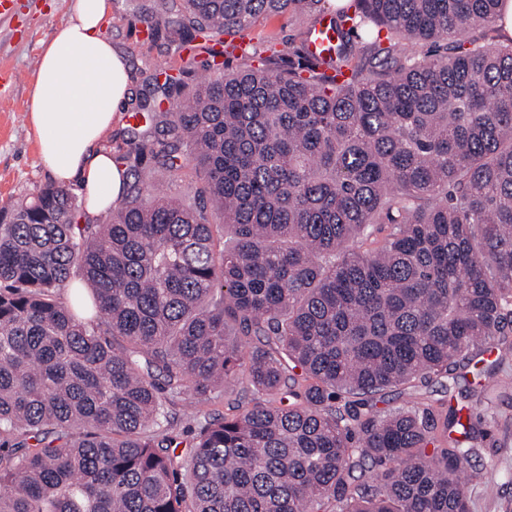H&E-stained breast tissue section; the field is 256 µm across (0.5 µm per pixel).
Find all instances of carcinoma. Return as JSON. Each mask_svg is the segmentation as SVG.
Here are the masks:
<instances>
[{
	"label": "carcinoma",
	"mask_w": 512,
	"mask_h": 512,
	"mask_svg": "<svg viewBox=\"0 0 512 512\" xmlns=\"http://www.w3.org/2000/svg\"><path fill=\"white\" fill-rule=\"evenodd\" d=\"M314 2L150 20L208 60L159 86L171 137L128 143L123 202L78 224L49 185L0 222V512H471V416L370 401L479 364L487 395L512 354V45L469 36L500 0H351L336 57L213 75L224 35ZM147 152L203 173L193 200L141 201ZM228 385L177 453V403Z\"/></svg>",
	"instance_id": "carcinoma-1"
}]
</instances>
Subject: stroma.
Segmentation results:
<instances>
[{"label":"stroma","mask_w":512,"mask_h":512,"mask_svg":"<svg viewBox=\"0 0 512 512\" xmlns=\"http://www.w3.org/2000/svg\"><path fill=\"white\" fill-rule=\"evenodd\" d=\"M70 0H5L0 5V215L32 199L50 185L52 177L43 164L36 136L28 120L30 87L44 43L54 29L68 22ZM155 0H112V16L106 26L113 44L128 59L131 95L118 113L111 134L102 147L114 161H121L132 131L150 123V112L141 105L153 97L161 109H168L162 93L153 89L152 76L169 68L181 73L186 86H193L200 71V59L186 56L184 49L169 40L149 38L146 19ZM325 5L312 10L259 18L241 35L254 64L277 63L281 68L301 65L295 49L304 43ZM501 382L489 399L472 403L485 431L483 454L477 469L483 480L496 487L485 497L481 482L472 483L469 492L472 512H512V359L496 372ZM239 394L227 390L205 404L178 403L176 429L182 439L180 452H187L194 422L207 415L227 414Z\"/></svg>","instance_id":"35a3bbf8"}]
</instances>
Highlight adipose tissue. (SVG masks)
<instances>
[{"label": "adipose tissue", "instance_id": "obj_1", "mask_svg": "<svg viewBox=\"0 0 512 512\" xmlns=\"http://www.w3.org/2000/svg\"><path fill=\"white\" fill-rule=\"evenodd\" d=\"M112 0H71L69 21L44 44L29 121L58 185L77 187L95 213L121 200L127 173L100 151L130 95L125 54L104 31Z\"/></svg>", "mask_w": 512, "mask_h": 512}]
</instances>
